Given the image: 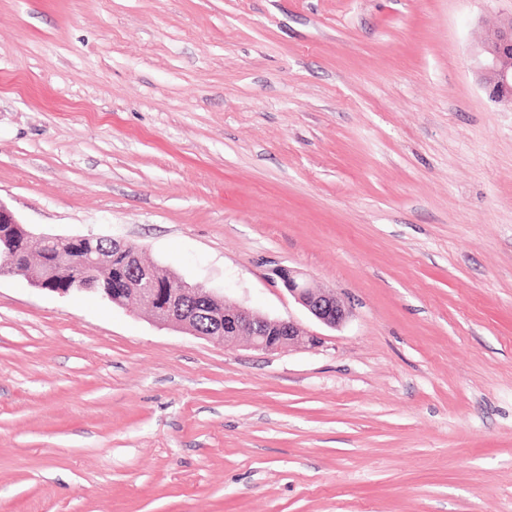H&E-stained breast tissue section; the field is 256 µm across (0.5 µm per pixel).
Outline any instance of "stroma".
Wrapping results in <instances>:
<instances>
[{
  "instance_id": "stroma-1",
  "label": "stroma",
  "mask_w": 512,
  "mask_h": 512,
  "mask_svg": "<svg viewBox=\"0 0 512 512\" xmlns=\"http://www.w3.org/2000/svg\"><path fill=\"white\" fill-rule=\"evenodd\" d=\"M510 14L0 0V202L321 337L1 277L0 512H512V109L481 80ZM275 275L295 301L320 324L337 329L348 320L350 307L336 293L311 288L301 273L291 268H280Z\"/></svg>"
}]
</instances>
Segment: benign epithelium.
Returning a JSON list of instances; mask_svg holds the SVG:
<instances>
[{"instance_id": "obj_1", "label": "benign epithelium", "mask_w": 512, "mask_h": 512, "mask_svg": "<svg viewBox=\"0 0 512 512\" xmlns=\"http://www.w3.org/2000/svg\"><path fill=\"white\" fill-rule=\"evenodd\" d=\"M483 53L485 88L494 101L512 107V16L500 21L484 44ZM30 241L31 232L0 202V242L24 257ZM42 241L56 246V250L42 252L38 265L47 268L77 251L85 270L103 272L109 278L112 254L126 253L131 247L130 243L114 238L110 239L111 246L105 247L97 236L45 235ZM276 276L295 301L320 324L337 329L348 320L350 307L336 293L310 287L301 273L291 268L278 269ZM159 285L158 273L134 263L128 275L121 279V286L109 290V298L122 307L133 296L146 305L155 322L188 330L205 339L221 340L226 347L236 344L242 336L248 337L253 349L264 353L285 352L301 345L314 347L319 343L317 335L303 332L293 320L270 317L227 301L202 284L164 290Z\"/></svg>"}]
</instances>
